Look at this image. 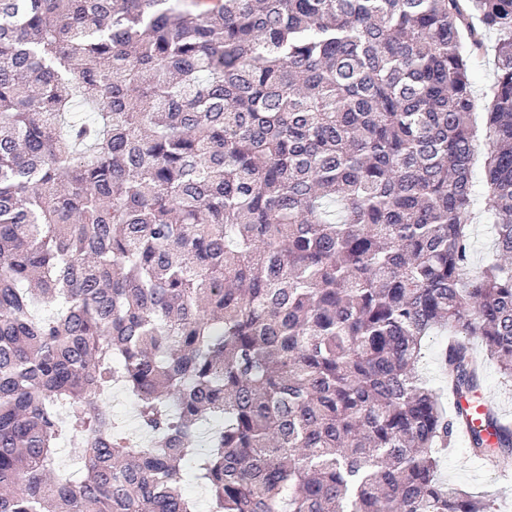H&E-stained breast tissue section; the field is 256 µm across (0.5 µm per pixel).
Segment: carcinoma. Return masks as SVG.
Segmentation results:
<instances>
[{
  "instance_id": "obj_1",
  "label": "carcinoma",
  "mask_w": 512,
  "mask_h": 512,
  "mask_svg": "<svg viewBox=\"0 0 512 512\" xmlns=\"http://www.w3.org/2000/svg\"><path fill=\"white\" fill-rule=\"evenodd\" d=\"M438 328L512 380V0H0V512H495L438 479ZM482 46L477 54L475 67L471 72L470 80L475 100V120L481 130L485 124L487 107L490 103V88L496 77V58L494 46L497 41L495 31L486 30L480 26ZM473 223L475 229L474 250L472 255V264L479 266L492 253L493 238L491 233V224L488 223L487 215L477 209L474 211ZM448 342V336L438 333L429 336L424 349V357L416 367L417 373L434 388L441 386V364L438 357L441 346ZM108 406H110L114 414L123 419L131 432L134 428H137L136 420L134 423L130 420L131 416L136 418V398L132 394L123 391V389H120L119 401L116 408L113 409V398H111L110 402H108Z\"/></svg>"
}]
</instances>
